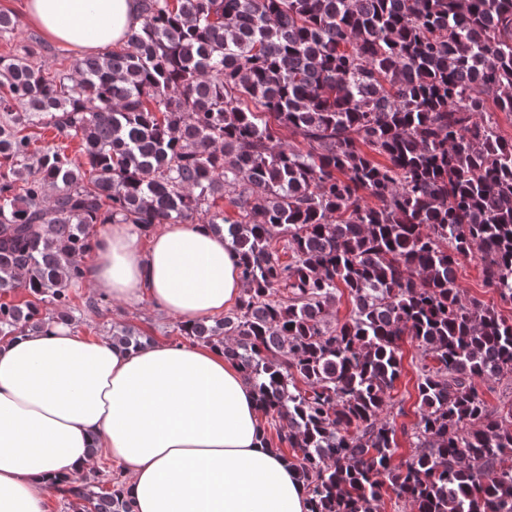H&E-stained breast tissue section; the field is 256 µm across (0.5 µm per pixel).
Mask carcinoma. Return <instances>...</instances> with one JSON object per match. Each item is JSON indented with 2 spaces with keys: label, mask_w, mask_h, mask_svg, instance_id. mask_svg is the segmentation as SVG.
Returning <instances> with one entry per match:
<instances>
[{
  "label": "carcinoma",
  "mask_w": 512,
  "mask_h": 512,
  "mask_svg": "<svg viewBox=\"0 0 512 512\" xmlns=\"http://www.w3.org/2000/svg\"><path fill=\"white\" fill-rule=\"evenodd\" d=\"M139 2L120 49L53 73L0 57V297L30 296L0 302V337L78 323L96 225L198 220L227 233L245 288L177 333L241 368L309 512H379L387 486L415 512H512V401L475 386L512 379V321L456 278L475 256L512 305V140L494 119L512 113V0ZM43 126L84 162L31 148ZM406 338L418 419L396 464L384 410ZM121 484L53 491L68 512H134ZM25 133H29L32 136L33 145L32 148H40L47 144H58L67 146V152L74 158L81 160V154L79 153V141L77 138L66 137L62 135H56L57 132L51 128H31ZM480 396L490 405L497 406L503 399H512V379L476 381Z\"/></svg>",
  "instance_id": "carcinoma-1"
}]
</instances>
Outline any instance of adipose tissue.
Here are the masks:
<instances>
[{"instance_id": "1", "label": "adipose tissue", "mask_w": 512, "mask_h": 512, "mask_svg": "<svg viewBox=\"0 0 512 512\" xmlns=\"http://www.w3.org/2000/svg\"><path fill=\"white\" fill-rule=\"evenodd\" d=\"M52 41L94 50L139 23L136 0H29ZM108 224L83 261L96 293L180 321L221 313L244 288L223 234L165 224L139 245ZM252 385L222 353L173 342L132 348L51 324L0 342V512H47V480L91 468L92 449L123 472L134 512H308L287 464L261 445Z\"/></svg>"}]
</instances>
